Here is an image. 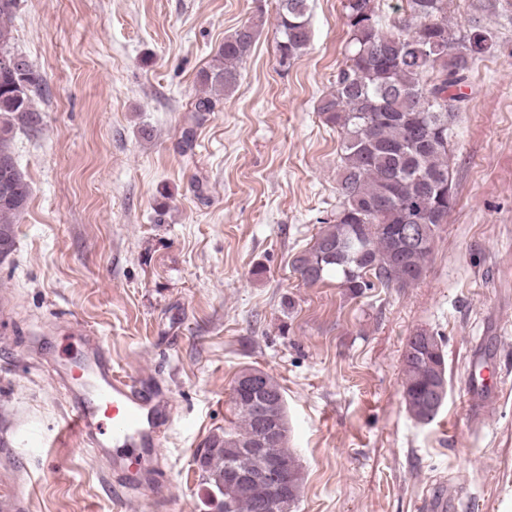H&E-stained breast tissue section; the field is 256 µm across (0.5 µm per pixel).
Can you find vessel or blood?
<instances>
[{
  "instance_id": "1",
  "label": "vessel or blood",
  "mask_w": 512,
  "mask_h": 512,
  "mask_svg": "<svg viewBox=\"0 0 512 512\" xmlns=\"http://www.w3.org/2000/svg\"><path fill=\"white\" fill-rule=\"evenodd\" d=\"M62 370L72 391L64 433L87 439L98 454L111 457L113 488L119 492L128 486L122 472L149 461L135 493L148 497L152 512H161L171 497V484L158 465L172 416L167 392L152 375L118 371L100 338L66 360Z\"/></svg>"
}]
</instances>
